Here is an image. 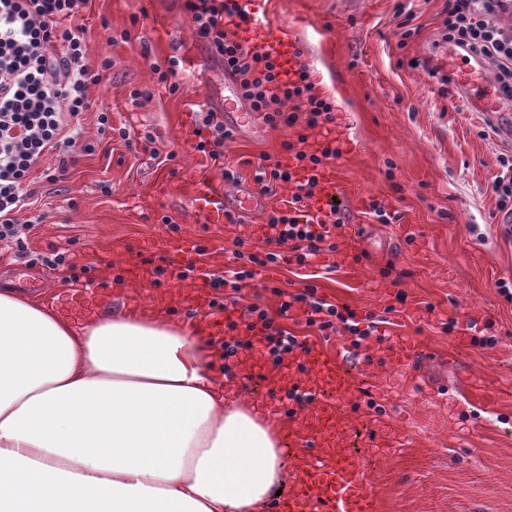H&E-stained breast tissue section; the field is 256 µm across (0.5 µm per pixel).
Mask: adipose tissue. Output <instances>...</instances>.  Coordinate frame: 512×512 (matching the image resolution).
<instances>
[{
	"mask_svg": "<svg viewBox=\"0 0 512 512\" xmlns=\"http://www.w3.org/2000/svg\"><path fill=\"white\" fill-rule=\"evenodd\" d=\"M163 308L74 321L0 291V512H266L283 428Z\"/></svg>",
	"mask_w": 512,
	"mask_h": 512,
	"instance_id": "adipose-tissue-1",
	"label": "adipose tissue"
}]
</instances>
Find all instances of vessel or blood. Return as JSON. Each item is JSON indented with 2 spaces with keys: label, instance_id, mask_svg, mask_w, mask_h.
Segmentation results:
<instances>
[{
  "label": "vessel or blood",
  "instance_id": "obj_1",
  "mask_svg": "<svg viewBox=\"0 0 512 512\" xmlns=\"http://www.w3.org/2000/svg\"><path fill=\"white\" fill-rule=\"evenodd\" d=\"M240 41L258 46L273 54L283 77H291L305 62L300 48L282 25L257 16L238 29ZM472 111L494 118L501 133L512 130V117L498 112L494 102L471 97L468 85H461ZM317 195L308 202L310 213L325 214L333 207L339 190L335 168L322 171ZM195 209L206 224H222L229 212L252 213L265 204L264 196L252 185H239L234 196L223 187L203 184L192 192ZM203 250L194 239L168 245L164 252L166 265L179 268L194 262ZM385 345L381 358L403 364L417 356L415 344L395 342L388 330H381ZM246 380L272 384L278 392L298 391L308 394L309 402L301 410H289V420L304 417L306 428L292 425L288 429L290 446L303 448L299 479L276 506V512H374L372 496L362 478V460L352 448L354 421L363 406L367 392L356 380L341 356L329 355L315 347L304 346L288 356V365L273 368L253 363L244 369Z\"/></svg>",
  "mask_w": 512,
  "mask_h": 512
}]
</instances>
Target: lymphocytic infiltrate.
<instances>
[{
	"mask_svg": "<svg viewBox=\"0 0 512 512\" xmlns=\"http://www.w3.org/2000/svg\"><path fill=\"white\" fill-rule=\"evenodd\" d=\"M88 0H0V241L12 242L17 234V215L28 206L31 192L24 186L30 174L47 155H54L50 180L67 176L80 153L90 152L89 144L69 126L71 118L88 109V89L102 80L110 69V58H102L98 68L85 61L86 43L68 20L86 9ZM504 0H447L442 38L456 47L476 52L492 60L499 71L504 94L512 97V33L498 23L496 14ZM195 37L210 55L220 60L225 73L238 85L242 100L273 126L301 125L296 141L285 143L293 163L258 164L255 181L263 193L287 186L291 206L272 212L268 227L276 243L292 244L298 265L313 256L335 251L333 230L342 228L345 216L331 209L324 218L329 228L319 232L298 210L319 188V175L327 160L339 157L341 150L332 136L335 121L333 103L315 93L307 67H300L292 79L282 80L276 58L242 45L228 34L226 25L248 22L243 0H185ZM293 112H285L286 104ZM295 303L310 309L309 325L319 330L346 331L365 339L347 306L319 298L315 286L289 295L281 312ZM245 329L259 331V342L246 336H232L224 342L225 358L240 351L259 349L266 361L278 366L300 347L297 336L275 324L267 311L256 305L244 308Z\"/></svg>",
	"mask_w": 512,
	"mask_h": 512,
	"instance_id": "f902f5d3",
	"label": "lymphocytic infiltrate"
}]
</instances>
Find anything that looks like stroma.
<instances>
[{"label": "stroma", "instance_id": "obj_1", "mask_svg": "<svg viewBox=\"0 0 512 512\" xmlns=\"http://www.w3.org/2000/svg\"><path fill=\"white\" fill-rule=\"evenodd\" d=\"M396 3L261 0L297 39L315 92L336 109L341 155L333 164L348 224L335 251L305 266L294 261L291 244L278 245V262L268 265L266 278L246 281L238 305L266 309L318 349L377 354L376 336L356 348L348 333L307 326L301 310L281 314L284 293L312 284L318 297L369 312L391 335L418 346V367L383 366L365 379L380 422L361 428L357 446L378 512H512V302L496 286L512 281V233L495 223L491 192L498 159L512 154V143L470 111L456 88L441 92L431 75L436 69L469 76L466 60L449 59L440 37L445 0H406L416 28L406 40ZM71 25L84 34L90 66L112 60L90 86V108L79 118L81 138L94 150L63 181L34 172V204L17 227L29 253L61 252L66 263L30 266L15 246L0 242V289L16 288L23 275L35 282L25 296L72 316L160 304L197 323L187 303L192 280L154 274L163 245L202 238L206 251L196 270L224 276L243 265L234 255L238 239L248 240L252 253L271 249L268 215L287 208L289 194L268 196L265 208L242 223L208 225L194 210L192 190L253 182L262 156L288 159L284 144L300 129L264 123L233 132L219 159L196 151L210 135L200 109L224 108V66L194 37L183 0H90ZM172 56L184 66L174 93L154 72ZM136 89L143 98H131ZM102 110L127 139L99 135ZM146 132L152 142L143 141ZM228 170L233 179H225ZM104 183L111 193L101 191ZM374 202L398 213V221L379 223L370 214ZM32 215L37 224H29ZM467 316L479 320L477 335H464ZM480 335L495 337V345H478ZM450 350L455 360L448 363ZM467 392L483 411L472 412Z\"/></svg>", "mask_w": 512, "mask_h": 512}]
</instances>
